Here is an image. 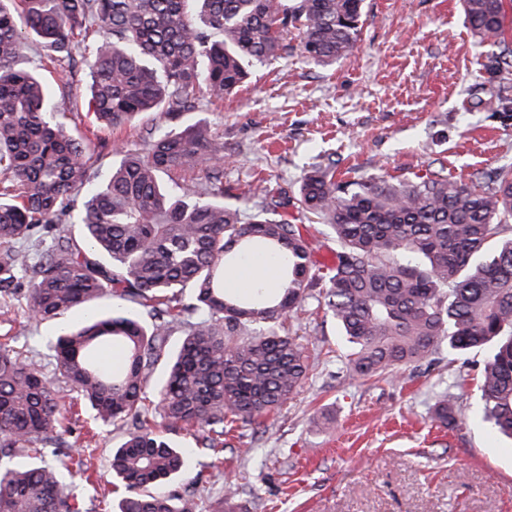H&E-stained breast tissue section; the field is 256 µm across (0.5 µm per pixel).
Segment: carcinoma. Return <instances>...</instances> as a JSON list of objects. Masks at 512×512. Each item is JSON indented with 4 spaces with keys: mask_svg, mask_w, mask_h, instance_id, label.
Here are the masks:
<instances>
[{
    "mask_svg": "<svg viewBox=\"0 0 512 512\" xmlns=\"http://www.w3.org/2000/svg\"><path fill=\"white\" fill-rule=\"evenodd\" d=\"M481 42L490 89L474 107L512 124L507 0H462ZM364 0H0V299L22 294L37 322L88 314L49 344L55 371L95 423L127 428L112 450L119 512H199L193 491L169 484L202 449L224 451L234 422L285 403L305 378L300 337L284 323L324 283L323 304L350 347L349 375L370 378L447 347L490 351L482 415L512 439V167L468 184L441 171L393 183L306 172L286 222L272 190L246 211L224 203V138L205 119L152 126L147 151L128 150L89 185L83 140L54 119L47 90L24 65L27 40L55 64L64 90L88 66L87 106L108 128L153 114L203 112L236 93L258 63L288 57L301 31L307 60L350 54ZM190 172L191 186L179 177ZM171 178L172 185L163 183ZM328 225L336 267L314 265L303 223ZM77 231H72V225ZM253 250L280 261L281 288L238 295L224 266ZM182 343L171 347L174 327ZM17 337L0 343V512H80L64 390ZM163 376L147 399L148 378ZM194 432L178 447L146 426ZM456 396L439 393L433 419L455 424Z\"/></svg>",
    "mask_w": 512,
    "mask_h": 512,
    "instance_id": "carcinoma-1",
    "label": "carcinoma"
}]
</instances>
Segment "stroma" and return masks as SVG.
Returning <instances> with one entry per match:
<instances>
[{
    "label": "stroma",
    "mask_w": 512,
    "mask_h": 512,
    "mask_svg": "<svg viewBox=\"0 0 512 512\" xmlns=\"http://www.w3.org/2000/svg\"><path fill=\"white\" fill-rule=\"evenodd\" d=\"M355 50L330 67L287 58L254 68L245 87L205 117L224 136V201L244 204L248 187L269 181L292 189L306 170L336 162L358 177L413 178L441 167L449 176L512 164V126L473 108L490 48L471 36L460 0H365ZM28 67L54 93L51 106L73 132L90 138L97 179L128 149H144L136 130L112 132L87 110L89 72L59 92L54 67L30 46ZM312 289L287 324L302 338L309 371L263 424L238 422L224 461L197 452L185 486L201 489L208 512L236 485L237 512H512V440L480 415L478 380L486 355L440 351L380 379L348 376L335 321ZM80 312L37 323L22 304L0 314V335L27 337L44 353ZM458 398L455 428L432 419L435 394ZM125 433L102 428L92 444L100 477L91 499L118 512L112 450Z\"/></svg>",
    "instance_id": "35a3bbf8"
}]
</instances>
